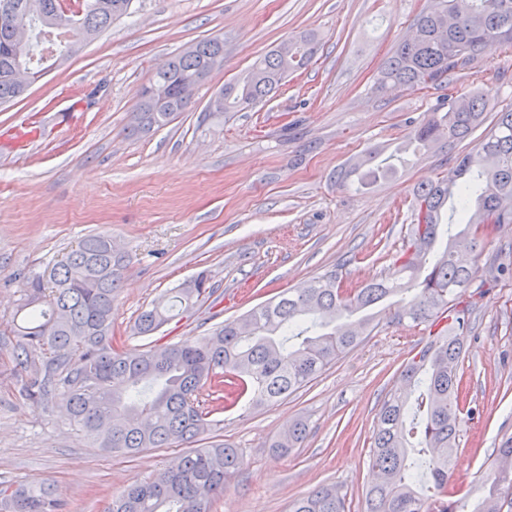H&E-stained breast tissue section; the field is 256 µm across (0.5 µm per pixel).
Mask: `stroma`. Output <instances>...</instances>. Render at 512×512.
Instances as JSON below:
<instances>
[{
  "label": "stroma",
  "instance_id": "1",
  "mask_svg": "<svg viewBox=\"0 0 512 512\" xmlns=\"http://www.w3.org/2000/svg\"><path fill=\"white\" fill-rule=\"evenodd\" d=\"M426 0H132L130 12L0 104V483L50 481L63 512H106L113 496L153 479L179 448L110 455L72 425L60 400L34 404L9 325L26 276L61 261L90 234L130 258L112 308L128 346L195 344L289 288L335 271L360 285L388 277L412 222L415 190L476 154L486 134L407 155L396 174L360 187L344 171L389 155L446 97L493 86L512 107V46L492 44L441 85L375 90L378 71ZM316 33L311 64L277 92L224 121L206 106L260 55ZM224 40V67L166 126L130 131L137 93L157 67L197 41ZM206 272L215 294L150 336L139 313ZM375 326L307 387L276 404L218 410L216 434L243 467L214 512H289L323 484L365 512L376 414L426 334L373 310ZM458 373L464 402L454 485L477 499L478 478L512 438V279L485 289ZM306 441L288 455L268 443L297 419Z\"/></svg>",
  "mask_w": 512,
  "mask_h": 512
}]
</instances>
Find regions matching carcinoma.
<instances>
[{"label":"carcinoma","mask_w":512,"mask_h":512,"mask_svg":"<svg viewBox=\"0 0 512 512\" xmlns=\"http://www.w3.org/2000/svg\"><path fill=\"white\" fill-rule=\"evenodd\" d=\"M17 2L27 45L17 49L13 33L0 26V103L25 93L9 78L19 58L41 76L42 65L94 40L127 14L132 0H92L61 50L38 54L33 40L49 36L45 28L60 14L59 0ZM493 41L512 45V0H428L413 37L397 46L377 84H435ZM222 50L217 39H204L163 64L152 84L166 87L168 97L138 99L139 122L131 132L163 127L186 111L191 101L181 97L179 81L209 75ZM316 51L312 35L281 43L222 87L224 103L209 115L221 118L240 103L264 100ZM491 101L488 87L462 102L448 99L446 111L429 113L410 132L413 152L466 140ZM501 224H512V108L497 111L477 157H459L446 177L416 189L413 224L388 278L344 288L330 272L224 322L194 346L129 348L112 336V304L129 261L112 250L109 236L93 234L48 277L25 282L10 328L15 361L26 367L40 354L42 377L28 396L61 398L70 421L103 451L134 456L146 448L187 447L156 478L113 497L108 512H212L243 458L224 441L210 440L211 404L234 406L245 397L257 407L286 399L356 347L373 320L368 311L385 304L410 327H424L430 342L404 365L403 388L391 391L378 412L367 512H512V438L495 450L474 504L451 488L450 466L462 411L457 367L470 316L483 289L509 275L494 265L479 274L488 227ZM212 294L208 275H196L143 310L136 335L154 334ZM307 435V422L298 419L270 447L286 454ZM203 440L207 446L194 447ZM59 510L49 482L0 485V512ZM289 512L348 510L335 486L322 485Z\"/></svg>","instance_id":"obj_1"}]
</instances>
